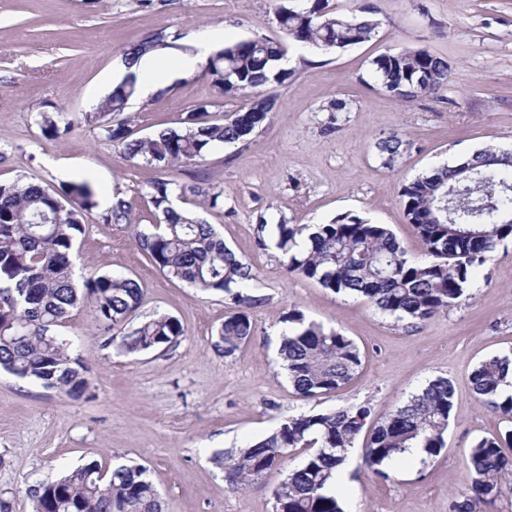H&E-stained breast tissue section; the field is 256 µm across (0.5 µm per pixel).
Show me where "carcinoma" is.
Segmentation results:
<instances>
[{
  "label": "carcinoma",
  "instance_id": "obj_1",
  "mask_svg": "<svg viewBox=\"0 0 512 512\" xmlns=\"http://www.w3.org/2000/svg\"><path fill=\"white\" fill-rule=\"evenodd\" d=\"M371 3H358L345 16L330 9L329 0H313L304 8H282L280 28L288 38L317 51H338L371 40L380 22ZM161 30L124 51L132 64L142 55L167 45ZM283 44L266 38L243 39L210 56L203 70L224 95L254 94L283 84L291 73L275 66L283 59ZM381 87L403 100L432 96L448 84V62L427 49L382 54L372 61ZM136 95L132 74L114 86L84 120L98 127L106 140L122 147L131 160L141 159L164 170L205 159L219 145H234L251 136L267 119L272 97L255 99L245 111L224 120H206L207 106L187 113L184 127L168 129L147 139L132 138L128 122L112 121ZM44 134L58 138L68 126L41 114ZM389 168L406 152V141L394 133L376 143ZM469 162L473 180L465 181L460 165ZM188 187L171 174L150 185L147 196L160 224L138 235L146 260L168 275L209 293H222L231 311L216 333L214 348L232 357L254 333L252 316L269 297L256 288V274L238 259L212 225L193 213L178 211L172 196ZM408 223L423 251L414 258L385 224H373L342 214L326 224H290L260 216L256 245L281 253L290 273L318 282L335 293L362 297L397 320L423 321L458 306L474 287V271L484 265L497 245L512 238V149L486 147L452 165L437 167L404 182L399 190ZM97 206L85 183L55 188L42 182L0 184V369L21 379L77 398L88 389L86 367L71 354L69 341L54 328L81 305L90 306L96 335L122 355L169 349L183 336L180 321L153 315L137 327L126 324L138 317L143 289L128 277L92 274L83 287L73 279V257L83 216ZM130 205L116 197L105 221L126 224ZM278 355L294 391L313 400L349 383L362 364L359 347L338 330L306 321L293 309L283 319ZM512 355H493L470 375L472 390L490 411L512 418L508 377ZM453 383L443 377L430 381L395 407L370 429L362 445V463L377 478L390 477L389 468L410 448L426 458L444 447L454 406ZM371 415L368 406L344 407L290 415L254 444L217 452L213 462L224 469L234 489L281 465L290 448H304L303 461L273 492V512H346L334 488L336 470ZM512 447V430L483 437L469 449L470 485L452 502L451 512H475L477 504L512 493L503 476L512 460L502 448ZM33 512H164L163 502L147 468L121 462L103 470L95 460L65 472L51 482L27 488Z\"/></svg>",
  "mask_w": 512,
  "mask_h": 512
}]
</instances>
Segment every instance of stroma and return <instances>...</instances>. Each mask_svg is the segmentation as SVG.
Wrapping results in <instances>:
<instances>
[{
  "mask_svg": "<svg viewBox=\"0 0 512 512\" xmlns=\"http://www.w3.org/2000/svg\"><path fill=\"white\" fill-rule=\"evenodd\" d=\"M375 3L378 35L325 53L288 41L280 28L277 12L294 0H0V182L22 175L53 186L88 182L97 206L76 241L75 276L135 278L144 291L141 315H172L183 327L170 349L123 356L95 337L89 307L72 310L57 332L87 367L89 388L77 399L0 371V497L12 512H32L29 485L91 459L106 468L119 460L145 466L166 512H273V492L302 462L299 451L242 490L230 488L213 454L260 440L294 413L368 403L382 416L439 377L455 388L441 453L404 457L387 481L350 465L342 489L348 512H450L467 486L470 445L512 426L476 399L470 383L483 358L512 354V241L476 270L470 298L414 324L288 273L275 248L255 243L262 215L325 224L351 213L388 225L419 253L401 184L487 146L512 149V0ZM160 30L169 36V64L204 41L215 51L254 37L287 48L292 76L270 89L275 105L264 124L178 176L190 191L175 206L214 225L269 297L253 315L251 341L230 358L213 347L228 311L223 295L164 274L138 246L137 234L158 222L147 191L162 170L127 158L82 119L121 78L125 49ZM418 48L448 61V84L434 96L395 98L377 82L372 61ZM334 102L346 109L328 134ZM202 104L220 119L250 102L219 94L199 70L131 100L124 116L135 136L152 137L181 128L185 113ZM45 112L67 126L66 135L44 134ZM394 133L408 146L390 169L376 144ZM209 190L220 192L217 206H209ZM117 197L131 205L129 223L104 220ZM292 309L359 346L362 366L336 393L307 401L289 386L277 348Z\"/></svg>",
  "mask_w": 512,
  "mask_h": 512,
  "instance_id": "1",
  "label": "stroma"
}]
</instances>
